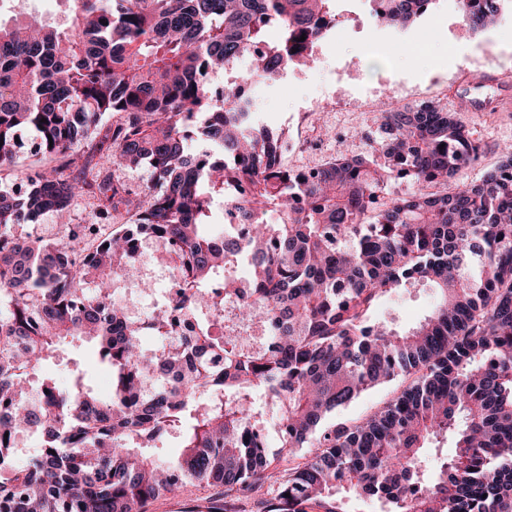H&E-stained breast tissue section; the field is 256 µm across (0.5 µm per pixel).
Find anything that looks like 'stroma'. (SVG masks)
<instances>
[{
  "mask_svg": "<svg viewBox=\"0 0 512 512\" xmlns=\"http://www.w3.org/2000/svg\"><path fill=\"white\" fill-rule=\"evenodd\" d=\"M343 26L342 36L317 43L307 63L299 72L289 73L286 82L257 90L261 121L283 127L285 138H292L295 130L284 127L283 114L310 112L305 143L288 155L289 168L317 167L344 149L364 152L382 138L381 105L410 106L432 99L441 100L448 111L456 113L481 147L479 161L462 168L457 181H480L498 166L500 146L512 142V91L486 85L483 78L496 73L512 81V11H506L480 37L449 11L448 0H436L428 13L400 35L376 24L363 5L345 17ZM468 92L479 99L478 111H458L459 97ZM435 297L434 288L427 284L387 294L374 315L408 329L430 313ZM78 367L86 370L98 394L110 392L111 375L98 364L93 344L84 340L60 345L45 371L65 384ZM411 381V376H397L333 412L327 421L360 420Z\"/></svg>",
  "mask_w": 512,
  "mask_h": 512,
  "instance_id": "obj_1",
  "label": "stroma"
}]
</instances>
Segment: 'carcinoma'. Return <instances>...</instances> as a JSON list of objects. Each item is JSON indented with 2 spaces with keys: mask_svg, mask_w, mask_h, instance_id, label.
Wrapping results in <instances>:
<instances>
[{
  "mask_svg": "<svg viewBox=\"0 0 512 512\" xmlns=\"http://www.w3.org/2000/svg\"><path fill=\"white\" fill-rule=\"evenodd\" d=\"M65 27L12 8L0 20V174H14L28 132L48 154L81 161L0 186V512H145L192 481L224 489L236 512H347L355 498L384 512H512V147L481 182L446 183L479 159L451 112L427 103L381 112L383 161L340 153L309 170L284 164L286 141L258 127L240 88L214 104L208 80L258 44L253 75L274 81L291 43L323 39L336 0H61ZM401 32L432 0H368ZM482 35L512 0H459ZM206 114L202 126L193 118ZM95 141L112 166L144 169L131 190L95 171ZM416 186L406 197L392 180ZM96 189L95 218L116 231L83 248L32 234ZM248 243L209 233L224 189ZM179 248L193 319L179 350L151 358L144 327L112 299L121 278L145 288L133 233ZM215 281L237 289L227 309ZM430 284L432 312L398 330L372 317L379 298ZM94 342L112 374L98 397L76 370L42 377L67 338ZM224 360L219 369L206 361ZM413 384L354 423L329 414L399 374ZM281 411L280 448L306 461L277 476L258 396ZM172 432L180 454L145 444ZM41 448L18 462L29 434ZM452 441L434 469L426 451Z\"/></svg>",
  "mask_w": 512,
  "mask_h": 512,
  "instance_id": "obj_1",
  "label": "carcinoma"
}]
</instances>
